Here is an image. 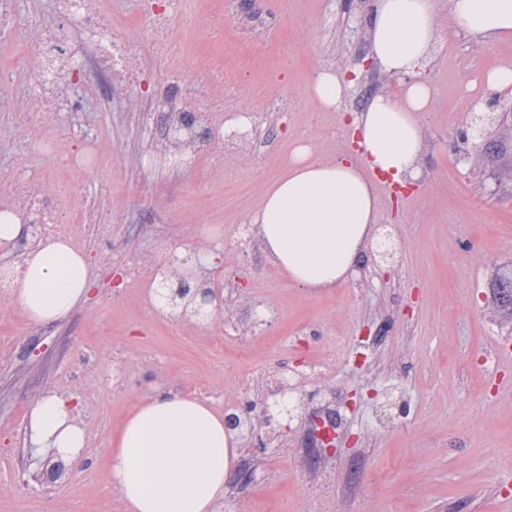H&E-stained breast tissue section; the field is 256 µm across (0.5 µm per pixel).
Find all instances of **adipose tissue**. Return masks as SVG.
<instances>
[{"instance_id":"ef3b65f1","label":"adipose tissue","mask_w":512,"mask_h":512,"mask_svg":"<svg viewBox=\"0 0 512 512\" xmlns=\"http://www.w3.org/2000/svg\"><path fill=\"white\" fill-rule=\"evenodd\" d=\"M455 24L474 37H512V0H451ZM437 0H375L370 51L400 77V91L370 98L352 121L357 154L319 157L296 140L282 172L248 221L271 264L297 287L314 292L349 280L374 237L379 207L375 176L402 183L420 176L419 116L435 89L418 79L436 41ZM93 285L88 259L68 240L29 251L13 282V300L34 324L65 318ZM33 448L80 462L84 431L69 402L38 401L26 426ZM239 442L224 415L194 396L156 393L123 420L105 455L108 482L127 512H217Z\"/></svg>"}]
</instances>
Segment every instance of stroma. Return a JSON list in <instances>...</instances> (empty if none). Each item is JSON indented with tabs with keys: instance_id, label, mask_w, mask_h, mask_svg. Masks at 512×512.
Instances as JSON below:
<instances>
[{
	"instance_id": "1",
	"label": "stroma",
	"mask_w": 512,
	"mask_h": 512,
	"mask_svg": "<svg viewBox=\"0 0 512 512\" xmlns=\"http://www.w3.org/2000/svg\"><path fill=\"white\" fill-rule=\"evenodd\" d=\"M373 0H233L224 36L204 27L211 0H191L200 27L176 26L173 53L143 64L142 14L150 0H122L129 15L124 37L139 80L118 83L106 102L92 87L84 127L98 149L85 172L54 169L49 155L20 152L0 137V206L15 202L12 169L18 155L46 175L67 180L72 193L98 206L109 226L100 238L77 219L75 242L91 262L96 286L64 319L30 323L18 307L0 310V512H126L108 492L104 454L121 419L148 394L210 396L216 409L246 395L265 370L297 369L311 357L324 364L303 388L301 410L281 428L280 445H242L258 473L244 484L239 512H499L512 484L499 481L495 454L512 436V365L496 355L512 345V319L494 306V279L512 278V94H500L496 123L483 141L467 139L481 75L512 60V42L478 41L453 26L440 9L438 43L421 76L437 93L421 128L423 172L411 189L391 187L379 205L380 228L398 251L380 261L375 249L348 282L320 293L291 284L256 241L237 230L257 207L295 140H310L326 158L344 139L342 113L360 112L368 99L395 89L379 66H368L367 22ZM42 59L19 46L0 48L1 98L21 102L26 76ZM343 78L341 112H320L305 94L314 72ZM180 71L184 94L169 101L165 87ZM231 71L256 94L226 87ZM267 95H260V88ZM208 103L220 121L248 118L247 139H217L188 166L158 155V136L140 116ZM218 228L222 264L215 287L236 280L225 311L209 325L148 303L154 265L169 248L206 246L202 231ZM112 253L111 263L98 259ZM267 309L254 318L253 308ZM245 347L223 344L225 325ZM48 394L68 398L85 432V463H65L61 476L42 478L57 457L26 441L28 415ZM338 407L349 427L334 441L327 479L336 495L310 492L313 472L294 456L313 429L309 416Z\"/></svg>"
}]
</instances>
